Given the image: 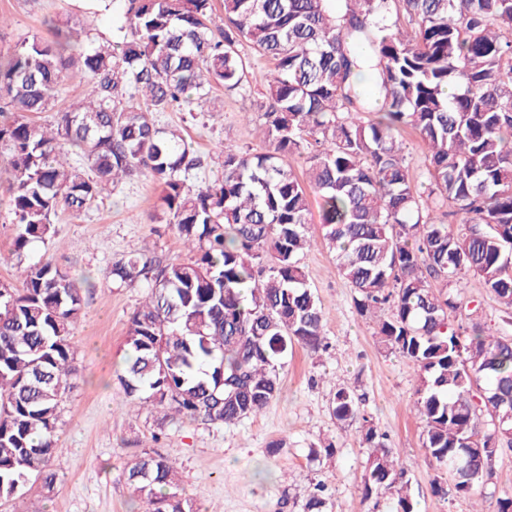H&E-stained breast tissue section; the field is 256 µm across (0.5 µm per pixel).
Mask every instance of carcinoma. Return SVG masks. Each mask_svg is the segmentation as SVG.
<instances>
[{"label": "carcinoma", "mask_w": 512, "mask_h": 512, "mask_svg": "<svg viewBox=\"0 0 512 512\" xmlns=\"http://www.w3.org/2000/svg\"><path fill=\"white\" fill-rule=\"evenodd\" d=\"M121 0L120 41L71 52L75 33L0 53V122L8 152L20 257L54 233L59 211L79 215L119 181L146 175L160 188L149 217L171 225L195 255H126L108 271L118 286L147 282L130 318L117 375L133 403L215 426L264 411L294 345L326 350L322 308L301 255L321 245L354 290L357 313L377 319L384 349L412 361L426 457L448 471L443 499L467 497L492 476L512 423L479 434L477 388L512 410V338L470 335L449 319L453 278L482 279L512 310V0ZM247 43L271 63L262 153L224 150L223 174L190 183L201 167L193 143L153 113L202 112L214 83L247 82ZM89 76L83 98L47 127L64 72ZM370 85H361L362 71ZM428 149L427 187L410 173L402 127ZM307 160L306 180L284 162ZM321 200L309 233V193ZM468 225L459 235L447 217ZM82 288L49 259L30 264L21 287L0 283V504L36 481L50 494L62 405L82 378L75 329ZM338 421L359 420L372 449L363 496L392 495V512H415L407 468L348 387L331 402ZM142 512H198L178 467L146 453L126 465ZM318 483L304 512H324Z\"/></svg>", "instance_id": "cac0c4a2"}]
</instances>
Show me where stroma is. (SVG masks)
<instances>
[{
  "mask_svg": "<svg viewBox=\"0 0 512 512\" xmlns=\"http://www.w3.org/2000/svg\"><path fill=\"white\" fill-rule=\"evenodd\" d=\"M0 51L21 41L45 36L48 20L84 30L82 47L109 39L119 22L102 0H0ZM251 61L250 88L215 87L209 109L155 113L163 128L182 129L203 159L191 180L202 184L222 173L216 145L259 152L255 132L257 106L265 91V60L242 47ZM158 186L146 176L126 181L97 206L79 216L59 212L54 235L35 243L23 257L11 255L16 226L9 183L0 173V281L20 284L27 265L50 259L71 277L85 280L84 306L75 330L83 377L68 394L57 431L55 456L63 471L54 491L41 498L44 512H135L124 468L145 452L177 459L182 494L203 512H303L317 482L331 489L328 512H391L383 494L364 498L363 476L371 454L362 444L360 422L337 421L331 401L338 387L348 386L363 400L389 448L408 468L416 512H498L500 499L512 497V450L493 459V476L481 494L444 500L432 491L445 470L429 463L422 447L423 426L413 411L418 369L409 360L385 352L373 320L360 317L354 291L336 272L334 256L314 247L301 258L308 281L321 300L327 351L310 353L295 347L280 371V391L260 415L233 426H210L188 419H163L161 413L131 404L116 379L126 350L132 313L148 288L137 282L118 287L106 275L112 262L147 248L163 258L189 259L174 229L150 223ZM462 302L464 327L480 326L497 336L512 337V310L500 305L473 275L451 287ZM279 450H272V443ZM333 445V456L311 451Z\"/></svg>",
  "mask_w": 512,
  "mask_h": 512,
  "instance_id": "1",
  "label": "stroma"
}]
</instances>
